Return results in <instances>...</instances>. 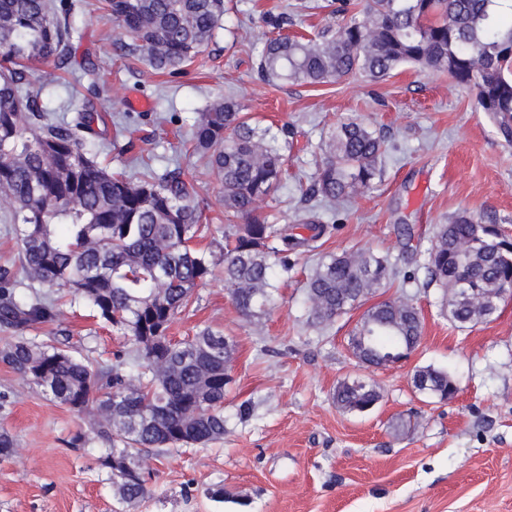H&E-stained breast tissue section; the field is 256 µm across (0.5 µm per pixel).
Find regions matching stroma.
Wrapping results in <instances>:
<instances>
[{
    "instance_id": "35a3bbf8",
    "label": "stroma",
    "mask_w": 512,
    "mask_h": 512,
    "mask_svg": "<svg viewBox=\"0 0 512 512\" xmlns=\"http://www.w3.org/2000/svg\"><path fill=\"white\" fill-rule=\"evenodd\" d=\"M83 2L72 16V58L30 79L37 84L61 72L65 82L52 102L61 113L95 104L107 124L102 165L125 171L136 154L158 170L182 167L207 204L210 229L196 247L219 252L221 180L189 140L197 113L232 94L261 127L288 137V177L261 203L263 214L292 225L313 211L330 229L318 252L292 254L277 281V304L262 318L239 314L222 277L195 288L169 334L181 340L207 327L234 337L224 437L150 457L148 493L136 504L119 503L111 473L99 464L102 442L72 445L76 432L87 431L86 417L21 384L0 363V430L19 448L0 461V512H512V297L491 320L461 326L449 317L445 290L427 284L423 268L435 226L458 212H493L512 237V143L474 94L451 87L445 73L410 65L378 82L265 81L258 63L272 21H283L286 33L316 37L331 21L327 0H224V30L193 63L165 76L141 52L116 55L119 31L101 0ZM88 58L100 66L103 85L84 77ZM136 98L145 109L132 107ZM345 117L371 122L384 137L383 174L372 191L332 208L304 192L324 159L325 136ZM405 225L412 233L407 245L400 236ZM345 250L388 257L396 268L391 287L369 304L404 295L421 311V343L407 360L366 368L352 358L347 341L361 309L323 329L309 325L306 279L320 256ZM409 271L416 275L411 283L403 280ZM60 310L59 325L38 326L29 337L47 341L64 327L84 339L90 357L105 360L130 347L129 337L82 308ZM426 365L448 370L454 399L438 403L415 391L411 377ZM347 379L376 385L378 404L364 413L339 410L333 394ZM219 488L220 502L212 496Z\"/></svg>"
}]
</instances>
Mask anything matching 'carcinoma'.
<instances>
[{"mask_svg":"<svg viewBox=\"0 0 512 512\" xmlns=\"http://www.w3.org/2000/svg\"><path fill=\"white\" fill-rule=\"evenodd\" d=\"M74 8L70 0L56 9L47 0H0V198L9 204L27 278L68 290L90 316L130 336L134 348L97 360L62 328L52 343L26 337L36 325L58 323L57 299L21 293L4 265L0 331L11 341L0 349V361L22 383L89 418L91 432L109 445L101 466L114 470L115 457L128 462L115 485L121 500L135 502L147 493L142 454L224 437L234 341L203 328L174 342L170 323L218 265L240 314H265L276 304L274 279L288 271L289 254L317 249L328 225L315 214L301 224H271L260 213L283 179L284 147L249 123L237 99L218 98L198 113L190 142L221 175L228 224L219 257L196 249L194 239L207 228L205 207L182 169L167 166L134 178L108 170L97 161L94 105L70 120L53 117L43 90L57 79L37 87L29 81L33 67L50 61L59 67L71 56ZM106 12L122 34L114 50L137 49L164 73L193 62L205 48L221 28L224 0H106ZM333 12L351 16L314 39H267L259 61L263 78L318 86L356 75L383 80L405 64L444 71L453 85L475 91L479 107L512 141V0H361L342 2ZM324 147L325 161L306 195L340 201L381 178L384 140L367 123L339 122ZM497 223L493 213L463 211L438 225L428 249L426 285L454 289L463 281L486 297L480 309L458 300L450 306L452 321L462 326L490 319L501 302L495 290L512 282V261L504 258L512 240ZM457 239L469 240L472 251L454 252ZM395 275L384 256L343 251L321 258L306 284L311 320L334 322ZM422 328L413 304L385 300L364 311L350 344L373 361L402 359L418 347ZM414 376L432 399L446 401L456 389L442 368L419 367ZM379 398L375 385L360 380H344L334 393L336 407L349 413ZM104 405L118 409L121 425L101 420Z\"/></svg>","mask_w":512,"mask_h":512,"instance_id":"1","label":"carcinoma"}]
</instances>
